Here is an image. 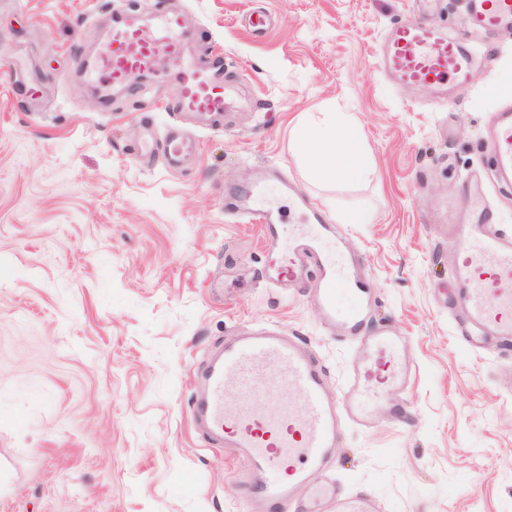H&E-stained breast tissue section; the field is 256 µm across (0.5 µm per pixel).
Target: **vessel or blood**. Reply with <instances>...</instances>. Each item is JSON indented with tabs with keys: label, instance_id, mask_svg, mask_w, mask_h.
Masks as SVG:
<instances>
[{
	"label": "vessel or blood",
	"instance_id": "vessel-or-blood-1",
	"mask_svg": "<svg viewBox=\"0 0 512 512\" xmlns=\"http://www.w3.org/2000/svg\"><path fill=\"white\" fill-rule=\"evenodd\" d=\"M158 19L159 26L152 32L113 27L108 51L94 60H81V67L103 82L122 83L152 70L159 52L180 57L181 17L162 11ZM464 22L473 29L512 24V0H466ZM380 66L400 84L459 88L465 83L470 59L433 25L409 19L387 39ZM218 86L210 67L191 68L184 79L179 110L223 112L224 95ZM486 142L493 158L491 176L468 180L470 219L451 228L457 248L452 269L454 303L462 313L459 339L472 350L484 349L490 341L512 348V232L485 217L488 182L512 187L511 106L495 113L486 129ZM194 150L193 142L172 135L165 138L169 162H180ZM272 194L262 177L243 191V217L260 225L269 243L288 241L287 249L270 254L264 269L267 282L284 287L298 277L306 260H317L322 320L341 338L354 342L362 358L333 391L300 337L276 328L247 330L225 339L204 371L206 394L197 411L205 418L209 433L223 435L225 447L236 449L239 462L258 472V480L244 489L252 512H380L370 493L353 495L336 480L315 483L311 475L332 458L347 425L369 428L376 412L374 392L384 388L393 394L407 389L417 370L401 359V336L385 325L367 329L368 284L356 273L353 262L345 259L344 240L333 238L332 226L304 199L297 205L306 214L305 223L282 224L273 211ZM329 238L334 239L337 254L343 255V263L323 255V243ZM341 286L348 288L353 300L346 311L337 304ZM231 383L244 395L261 390L277 398L289 393L293 399L276 410L256 406L244 411L228 398Z\"/></svg>",
	"mask_w": 512,
	"mask_h": 512
}]
</instances>
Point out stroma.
Segmentation results:
<instances>
[{"mask_svg":"<svg viewBox=\"0 0 512 512\" xmlns=\"http://www.w3.org/2000/svg\"><path fill=\"white\" fill-rule=\"evenodd\" d=\"M464 2L436 0L440 31L474 52L467 86L444 96L379 64L416 0H169L182 57L140 91L103 87L75 59L156 0H0V512H249L247 470L194 417L211 352L274 325L306 341L332 389L355 359L315 308L316 275L264 281L271 247L229 205L262 168L343 234L373 321L419 369L406 419L346 427L331 476L382 512H512V371L465 350L448 307V227L489 168L512 31L466 30ZM214 56L223 113L178 111L181 60ZM326 112L358 126L372 177L309 181L296 135ZM148 126L198 156L137 158Z\"/></svg>","mask_w":512,"mask_h":512,"instance_id":"stroma-1","label":"stroma"}]
</instances>
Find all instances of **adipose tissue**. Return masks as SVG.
Listing matches in <instances>:
<instances>
[{
  "label": "adipose tissue",
  "instance_id": "adipose-tissue-1",
  "mask_svg": "<svg viewBox=\"0 0 512 512\" xmlns=\"http://www.w3.org/2000/svg\"><path fill=\"white\" fill-rule=\"evenodd\" d=\"M298 151L310 179L315 182L339 177L363 178L370 173L355 125L333 113L301 127Z\"/></svg>",
  "mask_w": 512,
  "mask_h": 512
}]
</instances>
